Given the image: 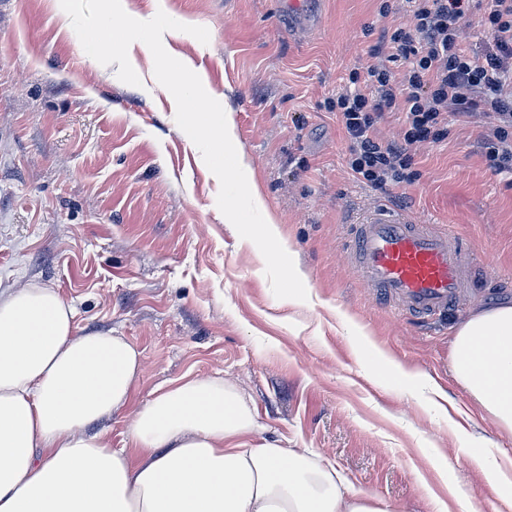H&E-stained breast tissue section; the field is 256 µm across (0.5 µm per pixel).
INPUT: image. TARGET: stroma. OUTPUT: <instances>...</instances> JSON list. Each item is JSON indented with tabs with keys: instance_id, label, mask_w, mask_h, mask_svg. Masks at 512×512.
Returning a JSON list of instances; mask_svg holds the SVG:
<instances>
[{
	"instance_id": "stroma-1",
	"label": "stroma",
	"mask_w": 512,
	"mask_h": 512,
	"mask_svg": "<svg viewBox=\"0 0 512 512\" xmlns=\"http://www.w3.org/2000/svg\"><path fill=\"white\" fill-rule=\"evenodd\" d=\"M126 0L132 17L164 11L206 27L172 54L192 59L232 108L282 245L305 274L307 301L279 299L257 246L226 223L220 184L157 81L121 82L88 56L58 0H0V290L57 288L80 333L116 331L142 350L131 407L100 421L122 447L133 410L186 374H219L248 395L260 438L308 448L358 491L400 507L502 512L489 472L512 437L451 371V341L471 308L512 300V175L490 170L479 117L449 118L412 148V182L382 194L358 182L330 106L376 59L380 30L410 22L402 0ZM388 199L462 238L476 263L455 309L421 326L360 280L346 252L351 224ZM351 325H342V317ZM383 350L395 368L375 366ZM431 377L428 402L396 367ZM491 454L464 449L473 426Z\"/></svg>"
}]
</instances>
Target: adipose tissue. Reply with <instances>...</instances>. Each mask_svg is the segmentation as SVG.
<instances>
[{
    "instance_id": "adipose-tissue-1",
    "label": "adipose tissue",
    "mask_w": 512,
    "mask_h": 512,
    "mask_svg": "<svg viewBox=\"0 0 512 512\" xmlns=\"http://www.w3.org/2000/svg\"><path fill=\"white\" fill-rule=\"evenodd\" d=\"M55 288L0 291V512H399L308 450L253 437L232 380L188 375L134 414L123 447L93 423L130 403L143 354L116 332L78 333ZM454 375L512 435V303L455 327Z\"/></svg>"
}]
</instances>
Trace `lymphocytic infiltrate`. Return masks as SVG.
Returning a JSON list of instances; mask_svg holds the SVG:
<instances>
[{"mask_svg":"<svg viewBox=\"0 0 512 512\" xmlns=\"http://www.w3.org/2000/svg\"><path fill=\"white\" fill-rule=\"evenodd\" d=\"M409 25L383 31L379 44L408 63L402 77L370 66L363 86L336 98L350 143L348 167L376 190L413 180L411 146L438 140L449 116L481 117L482 155L489 169L512 174V0H489L482 22L492 49L476 58L459 43L462 0H408ZM405 116L400 139L385 142L376 127L385 114Z\"/></svg>","mask_w":512,"mask_h":512,"instance_id":"lymphocytic-infiltrate-1","label":"lymphocytic infiltrate"}]
</instances>
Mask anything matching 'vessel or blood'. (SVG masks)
<instances>
[{
    "mask_svg": "<svg viewBox=\"0 0 512 512\" xmlns=\"http://www.w3.org/2000/svg\"><path fill=\"white\" fill-rule=\"evenodd\" d=\"M347 248L367 285L415 322L448 313L467 284L464 243L387 204L373 206L353 225Z\"/></svg>",
    "mask_w": 512,
    "mask_h": 512,
    "instance_id": "obj_1",
    "label": "vessel or blood"
}]
</instances>
